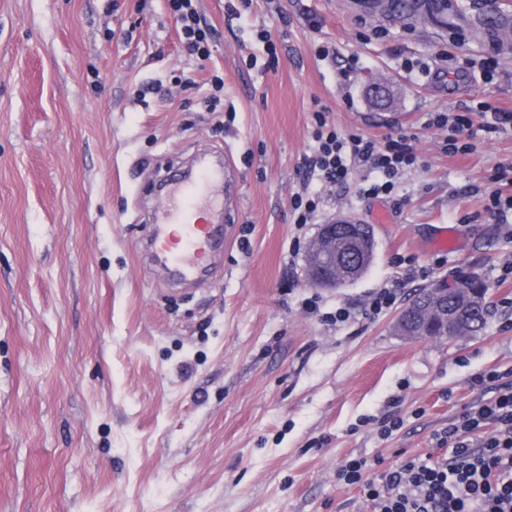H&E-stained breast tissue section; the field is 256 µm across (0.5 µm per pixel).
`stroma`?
Returning <instances> with one entry per match:
<instances>
[{"instance_id":"obj_1","label":"stroma","mask_w":512,"mask_h":512,"mask_svg":"<svg viewBox=\"0 0 512 512\" xmlns=\"http://www.w3.org/2000/svg\"><path fill=\"white\" fill-rule=\"evenodd\" d=\"M198 6L204 62L167 0H0V512H371L337 470L365 459L381 485L443 456L437 431L481 397L471 375L512 369V222L485 209L512 128L449 156L425 125L512 110V54L489 79L467 65L495 55L475 31L512 19V0H451L440 30L417 7L371 16L347 0ZM320 108L343 131L412 137L422 166L380 198L359 194L362 169L318 183L301 163ZM203 154L234 175L233 221L208 276L176 286L145 252L156 187ZM313 188L319 221L374 229L350 285L306 280L317 227L295 223L292 200ZM441 224L457 247H434ZM467 274L488 287L479 334L399 333L420 290ZM383 287L394 305L366 317ZM340 307L349 319L330 323ZM388 415L403 425L385 438Z\"/></svg>"}]
</instances>
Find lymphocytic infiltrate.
<instances>
[{"mask_svg":"<svg viewBox=\"0 0 512 512\" xmlns=\"http://www.w3.org/2000/svg\"><path fill=\"white\" fill-rule=\"evenodd\" d=\"M180 39L200 60L210 57L211 30L202 25L198 0H168ZM490 118L474 127L469 112H435L427 125L446 130L440 148L448 155L475 149L477 131L496 133L512 126V113L484 104ZM315 146L302 162L318 180L333 185L347 182L354 169H372L374 181L360 186L365 197L388 196L402 173L420 162L406 135L384 141L359 133H341L326 120L325 111L313 114ZM496 369L474 374L469 384L481 398L448 428L436 433L448 455L430 462L407 461L387 476L386 487L369 483L367 462L354 458L337 472L346 484H365L373 512H512V382Z\"/></svg>","mask_w":512,"mask_h":512,"instance_id":"f902f5d3","label":"lymphocytic infiltrate"}]
</instances>
